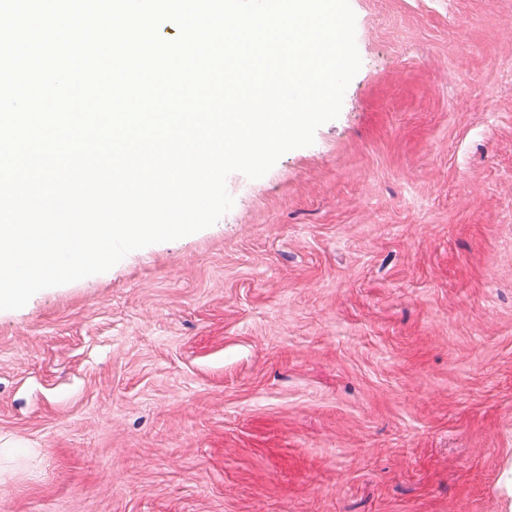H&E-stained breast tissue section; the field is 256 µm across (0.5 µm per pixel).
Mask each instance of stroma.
<instances>
[{
	"instance_id": "obj_1",
	"label": "stroma",
	"mask_w": 512,
	"mask_h": 512,
	"mask_svg": "<svg viewBox=\"0 0 512 512\" xmlns=\"http://www.w3.org/2000/svg\"><path fill=\"white\" fill-rule=\"evenodd\" d=\"M350 3L313 145L0 311V512H512V0Z\"/></svg>"
}]
</instances>
